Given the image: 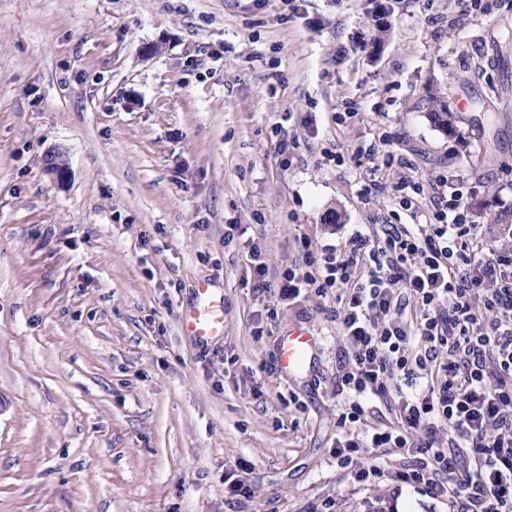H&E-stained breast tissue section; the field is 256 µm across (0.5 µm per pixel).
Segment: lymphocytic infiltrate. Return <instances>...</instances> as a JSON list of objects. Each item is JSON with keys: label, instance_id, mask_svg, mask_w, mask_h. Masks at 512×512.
Segmentation results:
<instances>
[{"label": "lymphocytic infiltrate", "instance_id": "f902f5d3", "mask_svg": "<svg viewBox=\"0 0 512 512\" xmlns=\"http://www.w3.org/2000/svg\"><path fill=\"white\" fill-rule=\"evenodd\" d=\"M433 224L354 231L345 251L303 252L276 277L258 244L255 289L280 297L339 293L336 465L352 486L392 481L448 512H512V251L468 223L461 188L436 202ZM393 400L396 423H365ZM412 457L390 468L385 454Z\"/></svg>", "mask_w": 512, "mask_h": 512}]
</instances>
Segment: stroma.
<instances>
[{
  "label": "stroma",
  "instance_id": "35a3bbf8",
  "mask_svg": "<svg viewBox=\"0 0 512 512\" xmlns=\"http://www.w3.org/2000/svg\"><path fill=\"white\" fill-rule=\"evenodd\" d=\"M452 185L512 225V0H0V512H448L349 485L336 296L255 291L243 245L275 274ZM182 329L201 345L224 336V295L211 283H198L194 301L183 312ZM311 350L310 334L302 329L293 331L280 345V363L286 371L299 368Z\"/></svg>",
  "mask_w": 512,
  "mask_h": 512
}]
</instances>
